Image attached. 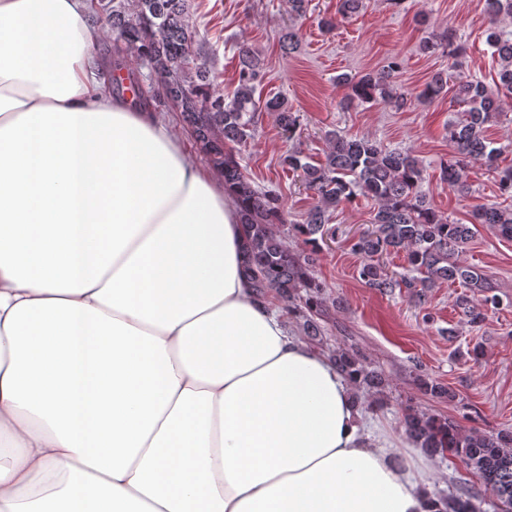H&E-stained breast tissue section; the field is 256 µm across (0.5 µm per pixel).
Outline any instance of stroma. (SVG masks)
I'll return each instance as SVG.
<instances>
[{
    "label": "stroma",
    "mask_w": 512,
    "mask_h": 512,
    "mask_svg": "<svg viewBox=\"0 0 512 512\" xmlns=\"http://www.w3.org/2000/svg\"><path fill=\"white\" fill-rule=\"evenodd\" d=\"M337 0H311L306 16L291 20L288 0H190L195 40L211 53L215 84L233 89L238 81L235 46L244 42L263 62L262 92L287 99L302 125L299 148L322 160L325 131L368 136L387 147L411 151L425 169L424 193L441 215L463 220L468 202L497 200V176L474 165L470 201H463L439 179L437 165L448 154V117L455 111L451 97L415 103L399 110L382 103H346V86L338 75H360L386 65L401 64L399 79L410 92L419 90L439 69L453 76L491 82L497 61L486 44L487 21L483 0H368L358 16L323 32L318 21L335 15ZM299 30L302 47L285 55L279 37L288 24ZM455 32L466 48L459 67L447 57L423 53L419 44L432 32ZM273 114L259 116L256 135L242 150L240 164L255 187L276 191L286 211L280 232L294 248L300 238L288 227L302 223L314 199L281 162L288 151ZM372 201L357 198L337 210L336 238L317 253L313 273L327 296L320 349L341 346L354 350L363 362L382 372L383 394L369 414L382 437L406 439L402 424L406 406L451 419L462 430L512 431V304L488 311L473 325L456 305L459 285L433 289L426 304L405 291L382 293L357 278L358 257L349 236L365 227ZM462 260L483 270L499 285V295L512 297V240L479 228L461 254ZM482 345L484 355L473 359L470 350ZM446 388L443 397L425 394L418 378ZM424 476L430 493L470 498L483 512H501L483 482L456 458L430 457Z\"/></svg>",
    "instance_id": "35a3bbf8"
}]
</instances>
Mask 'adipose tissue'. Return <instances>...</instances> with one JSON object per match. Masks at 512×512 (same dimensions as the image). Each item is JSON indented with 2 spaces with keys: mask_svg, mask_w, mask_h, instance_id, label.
Listing matches in <instances>:
<instances>
[{
  "mask_svg": "<svg viewBox=\"0 0 512 512\" xmlns=\"http://www.w3.org/2000/svg\"><path fill=\"white\" fill-rule=\"evenodd\" d=\"M101 39L88 0H0V512H431Z\"/></svg>",
  "mask_w": 512,
  "mask_h": 512,
  "instance_id": "ef3b65f1",
  "label": "adipose tissue"
}]
</instances>
